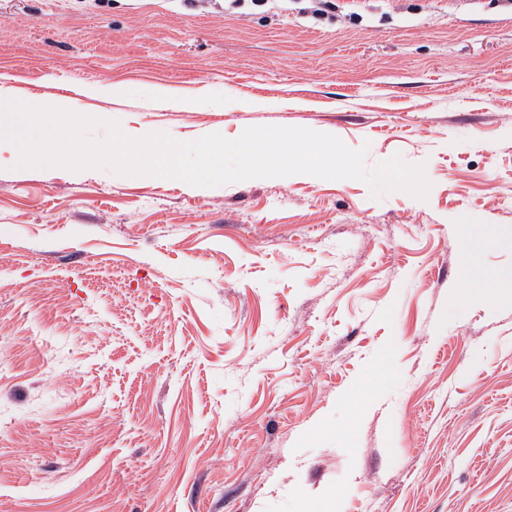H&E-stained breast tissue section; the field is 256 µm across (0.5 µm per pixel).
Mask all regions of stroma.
I'll use <instances>...</instances> for the list:
<instances>
[{
    "label": "stroma",
    "instance_id": "obj_1",
    "mask_svg": "<svg viewBox=\"0 0 512 512\" xmlns=\"http://www.w3.org/2000/svg\"><path fill=\"white\" fill-rule=\"evenodd\" d=\"M0 86L432 183L1 169L0 512H512V0H0Z\"/></svg>",
    "mask_w": 512,
    "mask_h": 512
}]
</instances>
